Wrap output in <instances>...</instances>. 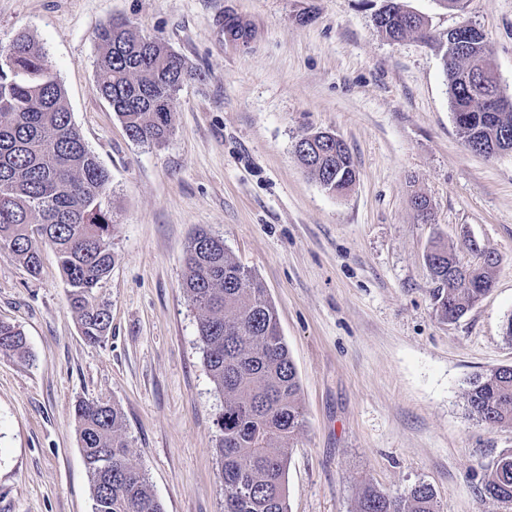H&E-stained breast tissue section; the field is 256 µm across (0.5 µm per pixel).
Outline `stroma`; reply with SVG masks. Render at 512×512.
<instances>
[{
  "instance_id": "stroma-1",
  "label": "stroma",
  "mask_w": 512,
  "mask_h": 512,
  "mask_svg": "<svg viewBox=\"0 0 512 512\" xmlns=\"http://www.w3.org/2000/svg\"><path fill=\"white\" fill-rule=\"evenodd\" d=\"M384 0H0V47L27 31L47 51L72 120L111 175L115 263L96 294L112 321L83 338L51 248L39 274L0 250V321L29 358H0V512H92L78 400L116 406L164 512H224L216 418L198 310L183 288L198 228L260 279L301 384L290 512H354L365 486L430 485L439 512H512L484 497L512 429L473 418V378L512 365V153L470 152L449 103L440 43L467 23L486 35L512 97V0H404L433 42H393ZM163 39L197 74L175 131L132 141L95 86L94 37L110 18ZM340 135L356 182L311 179L296 142ZM430 209L419 216L416 196ZM499 263L492 290L456 321L435 305L433 245Z\"/></svg>"
}]
</instances>
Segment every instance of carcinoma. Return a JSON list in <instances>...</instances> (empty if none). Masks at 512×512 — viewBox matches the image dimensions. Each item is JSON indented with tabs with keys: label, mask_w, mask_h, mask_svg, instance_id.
<instances>
[{
	"label": "carcinoma",
	"mask_w": 512,
	"mask_h": 512,
	"mask_svg": "<svg viewBox=\"0 0 512 512\" xmlns=\"http://www.w3.org/2000/svg\"><path fill=\"white\" fill-rule=\"evenodd\" d=\"M389 38L430 36L424 18H402L382 30ZM100 53L96 90L112 107L131 140L164 143L174 132L177 95L192 67L159 38L138 34L126 21L108 19L96 31ZM485 37L463 50L446 47L443 66L451 109L467 147L492 157L512 151V109L489 113L501 94ZM295 153L327 191L341 194L357 175L345 142L318 140ZM110 176L75 127L65 89L42 44L20 32L0 49V248L9 249L36 275L40 248L54 249L80 330L98 344L110 327L108 306L94 294L112 271ZM43 226V239L29 235ZM454 254L435 246L427 264L433 298L453 322L494 284L498 261L463 272L450 269ZM183 288L199 312L204 363L224 395L216 418L217 455L224 480V512H288L285 474L291 441L304 426L300 381L281 336L276 310L255 274L205 228L187 246ZM27 339L0 321V356L23 357ZM470 413L490 428H512V366L471 382ZM79 441L88 471L93 512H164L145 472L129 450L123 416L115 406L80 400L75 405ZM482 493L512 502V449L487 469ZM356 512H438L436 493L418 483L391 498L365 487Z\"/></svg>",
	"instance_id": "carcinoma-1"
}]
</instances>
